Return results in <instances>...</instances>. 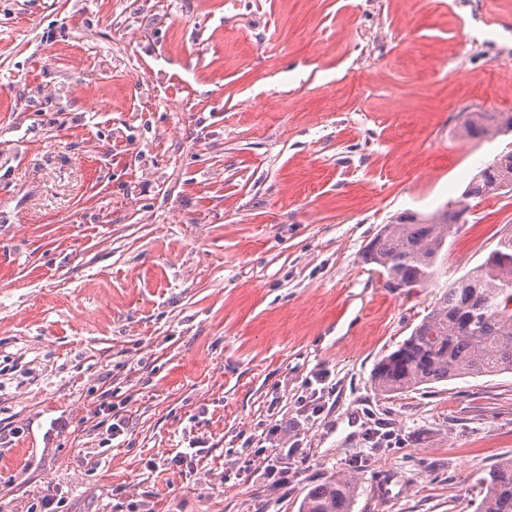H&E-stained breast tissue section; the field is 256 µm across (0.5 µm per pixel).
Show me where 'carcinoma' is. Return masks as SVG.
I'll list each match as a JSON object with an SVG mask.
<instances>
[{
    "instance_id": "1",
    "label": "carcinoma",
    "mask_w": 512,
    "mask_h": 512,
    "mask_svg": "<svg viewBox=\"0 0 512 512\" xmlns=\"http://www.w3.org/2000/svg\"><path fill=\"white\" fill-rule=\"evenodd\" d=\"M463 132L494 139L511 112H462ZM512 193V150L501 151L475 175L461 197L429 217L404 213L366 246L362 261L377 267L391 289L411 293L439 277L448 238L469 223L470 200ZM512 373V235L444 289L431 310L395 350L381 359L377 390L398 393L468 377ZM360 477L343 474L311 488L301 512H352ZM483 496L475 512H512V459L477 478Z\"/></svg>"
}]
</instances>
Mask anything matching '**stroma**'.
Listing matches in <instances>:
<instances>
[{
	"mask_svg": "<svg viewBox=\"0 0 512 512\" xmlns=\"http://www.w3.org/2000/svg\"><path fill=\"white\" fill-rule=\"evenodd\" d=\"M472 111L512 112V0H0V502L300 512L355 471L353 512H475L512 373L372 374L512 195L429 287L361 260L512 148ZM459 118L463 132L471 138L494 139L506 129L512 131L511 112H462Z\"/></svg>",
	"mask_w": 512,
	"mask_h": 512,
	"instance_id": "35a3bbf8",
	"label": "stroma"
}]
</instances>
